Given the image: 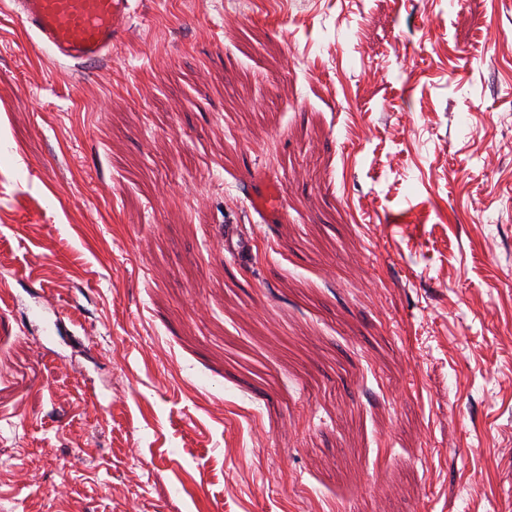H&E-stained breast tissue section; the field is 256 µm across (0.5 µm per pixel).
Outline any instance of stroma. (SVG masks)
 <instances>
[{
    "mask_svg": "<svg viewBox=\"0 0 512 512\" xmlns=\"http://www.w3.org/2000/svg\"><path fill=\"white\" fill-rule=\"evenodd\" d=\"M134 8L0 10V512H512V0ZM131 0H10L23 26L56 58L99 63L126 38ZM247 188L248 201L255 212L265 216L268 222H272L280 215L282 192L276 181L267 176L259 179L249 178ZM239 229L236 224H224V252L234 261L244 264L250 255V245L240 237Z\"/></svg>",
    "mask_w": 512,
    "mask_h": 512,
    "instance_id": "35a3bbf8",
    "label": "stroma"
}]
</instances>
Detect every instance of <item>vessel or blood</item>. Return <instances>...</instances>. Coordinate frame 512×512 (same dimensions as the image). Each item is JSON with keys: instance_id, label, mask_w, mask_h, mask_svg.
Here are the masks:
<instances>
[{"instance_id": "obj_1", "label": "vessel or blood", "mask_w": 512, "mask_h": 512, "mask_svg": "<svg viewBox=\"0 0 512 512\" xmlns=\"http://www.w3.org/2000/svg\"><path fill=\"white\" fill-rule=\"evenodd\" d=\"M23 26L55 57L81 65L100 62L123 42L132 19L131 0H10ZM255 212L274 220L281 212L282 192L269 177L247 182ZM224 252L239 263L250 255L239 227H224Z\"/></svg>"}]
</instances>
